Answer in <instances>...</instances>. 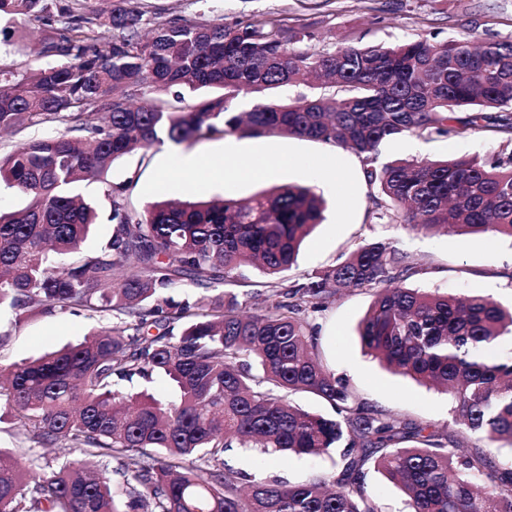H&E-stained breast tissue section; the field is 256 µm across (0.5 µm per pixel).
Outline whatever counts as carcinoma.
<instances>
[{
	"mask_svg": "<svg viewBox=\"0 0 512 512\" xmlns=\"http://www.w3.org/2000/svg\"><path fill=\"white\" fill-rule=\"evenodd\" d=\"M2 15L42 22L40 55L64 62L4 78L0 131L58 122L82 136L34 138L0 154V182L28 198L0 212V308L17 324L73 307L108 311L115 322L13 364L0 381V402L29 447L71 451L62 461L33 457L24 472L0 463V512H379L364 489L368 466L401 487L409 512H512V465L491 450L512 446V354L498 351L512 334V308L408 287L413 259L380 237L278 287L324 220L310 186H276L245 203L160 201L140 216L113 191L112 234L93 251L83 245L99 214L77 193L83 182L108 183L132 150L166 139L295 136L361 158L379 221L512 237L511 39L418 37L316 52L305 26L274 17L234 26L156 17L144 41L136 0L99 12L85 0H0ZM296 84L337 91L265 99ZM187 95L194 104L182 105ZM246 95L252 106L240 112ZM488 130L506 136L489 164L383 156L411 134ZM246 266L269 278L254 312L224 289ZM177 280L211 294L176 303L165 291ZM345 287L375 290L359 325L364 351L448 390L474 450L459 452L445 427L368 405L324 366L309 314ZM155 374L174 385V397L114 388ZM298 393L334 416L292 405L287 396ZM228 448L295 457L333 450L336 465L300 484L258 480L224 467Z\"/></svg>",
	"mask_w": 512,
	"mask_h": 512,
	"instance_id": "1",
	"label": "carcinoma"
}]
</instances>
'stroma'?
<instances>
[{
    "label": "stroma",
    "instance_id": "1",
    "mask_svg": "<svg viewBox=\"0 0 512 512\" xmlns=\"http://www.w3.org/2000/svg\"><path fill=\"white\" fill-rule=\"evenodd\" d=\"M141 4L160 11L165 19L181 16L205 22L220 17L230 26L255 16L298 20L308 26L312 34L308 46L317 51L350 40L391 46L420 36L438 41L461 34L479 41L512 36V0H141ZM4 28L14 36L0 45V70L24 74L38 63L44 26L17 16L1 18L0 29ZM228 141L237 144L240 152L258 158L275 155L280 162L257 178L219 180L170 167L164 144L128 154L113 164L108 184L94 182L79 188L98 207L99 224L91 248L100 247L112 232L107 192L111 185L123 187L129 210L141 214L164 199H246L274 185L297 183L312 186L323 196L325 220L305 239L296 263L281 276L280 287L342 261L363 240L391 237L413 256L418 268L407 281L409 287L483 295L503 306L512 305V238L433 235L374 223L371 210L377 190L365 179L363 163L353 152L299 137L235 135ZM228 141L216 137L185 142L181 148L211 162H231L236 153L224 152ZM502 145L501 137L489 131L447 137L410 135L387 145L385 153L424 160L490 159L500 153ZM373 299L370 290H345L325 310L311 314L321 360L369 405L407 421L451 425L452 402L446 393L392 373L365 353L358 326ZM112 321L108 313L63 310L18 324L10 313L1 312L0 366L81 340L95 329L111 326ZM224 459L257 477H278L291 483L321 478L334 469L326 456L285 459L239 448L226 451Z\"/></svg>",
    "mask_w": 512,
    "mask_h": 512
}]
</instances>
